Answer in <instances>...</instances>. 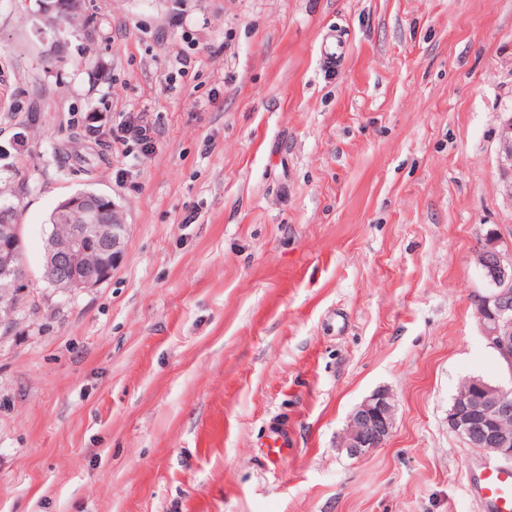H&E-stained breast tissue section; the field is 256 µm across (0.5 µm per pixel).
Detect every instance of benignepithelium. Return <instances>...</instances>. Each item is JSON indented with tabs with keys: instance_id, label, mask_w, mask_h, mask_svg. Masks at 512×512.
<instances>
[{
	"instance_id": "1",
	"label": "benign epithelium",
	"mask_w": 512,
	"mask_h": 512,
	"mask_svg": "<svg viewBox=\"0 0 512 512\" xmlns=\"http://www.w3.org/2000/svg\"><path fill=\"white\" fill-rule=\"evenodd\" d=\"M33 31L50 44L53 54L66 47L62 34L70 29L66 15L57 13L48 0L31 13ZM499 163L504 193L512 199V115L501 121ZM119 211L103 194L74 195L60 202L56 215L65 231L49 234L45 242L43 279L68 295L96 288L112 277L121 262L129 225L125 220L107 222L102 210ZM21 225L15 218H0V328L11 324L20 304L26 273L22 262ZM488 284L478 296L476 314L482 336L509 372V380L490 384L470 378L460 385L448 410V428L468 447L487 459L512 465V247L502 249L489 237L475 255ZM390 393L377 390L348 415L337 448L358 459L382 447L394 427Z\"/></svg>"
}]
</instances>
